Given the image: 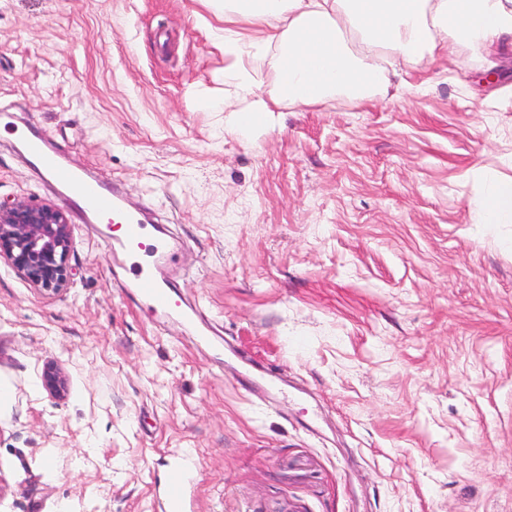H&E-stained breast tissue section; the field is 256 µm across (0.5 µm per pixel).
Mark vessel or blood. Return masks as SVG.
<instances>
[{
    "mask_svg": "<svg viewBox=\"0 0 512 512\" xmlns=\"http://www.w3.org/2000/svg\"><path fill=\"white\" fill-rule=\"evenodd\" d=\"M20 150L35 173L50 181L81 221L96 224L102 220L123 227L113 243L116 253L127 255L140 246L148 221L143 213L131 210L117 186L107 178L71 163L68 158L38 131H30L20 141ZM130 294L154 315L182 313L193 322L192 312L183 311L173 288L153 272L137 269L128 284ZM193 474L184 458L171 465L163 489L162 512H187Z\"/></svg>",
    "mask_w": 512,
    "mask_h": 512,
    "instance_id": "obj_1",
    "label": "vessel or blood"
}]
</instances>
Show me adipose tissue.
<instances>
[{
  "label": "adipose tissue",
  "mask_w": 512,
  "mask_h": 512,
  "mask_svg": "<svg viewBox=\"0 0 512 512\" xmlns=\"http://www.w3.org/2000/svg\"><path fill=\"white\" fill-rule=\"evenodd\" d=\"M224 80L249 102L236 108L239 127L260 124L281 102L328 103L336 94L370 96L381 83L385 56L412 68L450 53L452 43H487L512 37V0H224ZM262 28L261 43L275 48L276 93L253 90L245 57L244 25ZM361 37L353 55L344 30Z\"/></svg>",
  "instance_id": "1"
}]
</instances>
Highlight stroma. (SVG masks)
I'll return each instance as SVG.
<instances>
[{"mask_svg":"<svg viewBox=\"0 0 512 512\" xmlns=\"http://www.w3.org/2000/svg\"><path fill=\"white\" fill-rule=\"evenodd\" d=\"M222 36L204 0H0V203L69 209L32 128L111 176L224 348L134 304L91 226L59 293L0 260V512H161L180 449L192 512H512V218L475 221L512 47L241 129L205 104L240 98Z\"/></svg>","mask_w":512,"mask_h":512,"instance_id":"stroma-1","label":"stroma"}]
</instances>
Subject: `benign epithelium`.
I'll list each match as a JSON object with an SVG mask.
<instances>
[{"label":"benign epithelium","mask_w":512,"mask_h":512,"mask_svg":"<svg viewBox=\"0 0 512 512\" xmlns=\"http://www.w3.org/2000/svg\"><path fill=\"white\" fill-rule=\"evenodd\" d=\"M70 253L71 225L62 211L32 201L0 204V259L34 288L48 294L67 288ZM44 381L50 393L64 395L67 381L60 370L48 366Z\"/></svg>","instance_id":"obj_1"}]
</instances>
